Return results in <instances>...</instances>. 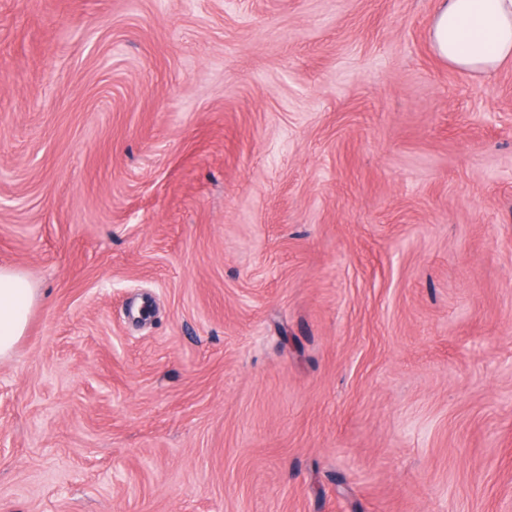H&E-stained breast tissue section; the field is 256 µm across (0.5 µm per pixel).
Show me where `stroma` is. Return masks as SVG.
I'll list each match as a JSON object with an SVG mask.
<instances>
[{
    "label": "stroma",
    "instance_id": "obj_1",
    "mask_svg": "<svg viewBox=\"0 0 512 512\" xmlns=\"http://www.w3.org/2000/svg\"><path fill=\"white\" fill-rule=\"evenodd\" d=\"M436 0H0V512H512V61ZM430 40L458 71L490 74L512 60V0H439ZM36 291L20 272L0 267V359L10 356L26 332Z\"/></svg>",
    "mask_w": 512,
    "mask_h": 512
}]
</instances>
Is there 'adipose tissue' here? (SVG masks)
<instances>
[{
	"label": "adipose tissue",
	"instance_id": "1",
	"mask_svg": "<svg viewBox=\"0 0 512 512\" xmlns=\"http://www.w3.org/2000/svg\"><path fill=\"white\" fill-rule=\"evenodd\" d=\"M430 40L465 74H489L512 60V0H438ZM36 291L20 272L0 267V359L26 332Z\"/></svg>",
	"mask_w": 512,
	"mask_h": 512
}]
</instances>
